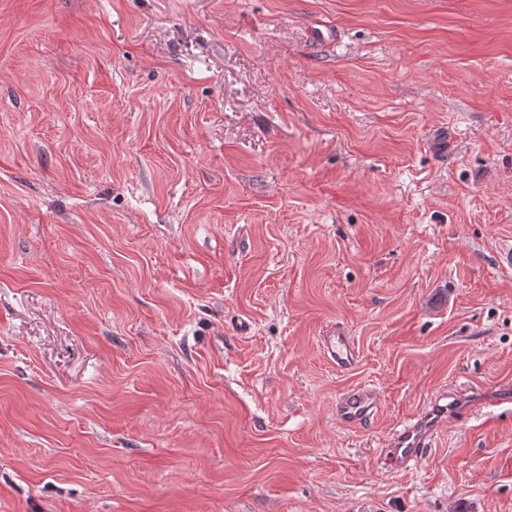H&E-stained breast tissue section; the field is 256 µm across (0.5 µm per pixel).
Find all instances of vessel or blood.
I'll list each match as a JSON object with an SVG mask.
<instances>
[{"mask_svg": "<svg viewBox=\"0 0 512 512\" xmlns=\"http://www.w3.org/2000/svg\"><path fill=\"white\" fill-rule=\"evenodd\" d=\"M324 348L337 369L348 371L356 364V354L350 337L339 331H331L324 338ZM444 403H432L417 422L404 426L393 438L388 450L390 463L399 469H407L422 459L437 428L458 413L460 406L454 392L444 394ZM378 404L376 392L368 386L351 388L338 398L336 416L346 425H357L371 416Z\"/></svg>", "mask_w": 512, "mask_h": 512, "instance_id": "b4317fda", "label": "vessel or blood"}]
</instances>
